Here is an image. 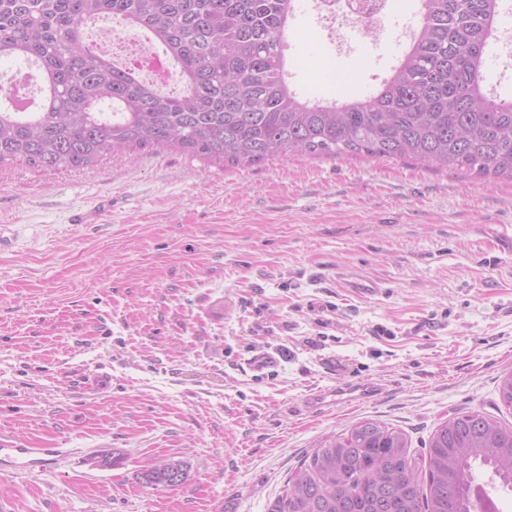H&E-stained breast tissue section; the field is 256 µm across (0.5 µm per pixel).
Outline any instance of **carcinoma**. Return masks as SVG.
I'll use <instances>...</instances> for the list:
<instances>
[{
	"label": "carcinoma",
	"mask_w": 512,
	"mask_h": 512,
	"mask_svg": "<svg viewBox=\"0 0 512 512\" xmlns=\"http://www.w3.org/2000/svg\"><path fill=\"white\" fill-rule=\"evenodd\" d=\"M424 19L392 75L371 95L315 101L288 81L295 0H0V59L41 70L32 112L0 107V164L83 169L131 147L225 167L274 158L412 160L480 180H512V99L484 89V56L501 0H423ZM107 15L145 29L180 68L163 92L85 41ZM374 420L322 441L268 512H470L472 463L512 487V428L478 412L441 423L426 453ZM180 460L142 475L167 487Z\"/></svg>",
	"instance_id": "cac0c4a2"
}]
</instances>
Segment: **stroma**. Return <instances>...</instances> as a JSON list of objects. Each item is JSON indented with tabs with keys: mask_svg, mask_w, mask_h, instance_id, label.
Returning a JSON list of instances; mask_svg holds the SVG:
<instances>
[{
	"mask_svg": "<svg viewBox=\"0 0 512 512\" xmlns=\"http://www.w3.org/2000/svg\"><path fill=\"white\" fill-rule=\"evenodd\" d=\"M314 2L290 22L291 86L375 92L396 56ZM502 13L485 86L512 98V0ZM349 27L363 33L350 54ZM342 271L380 293L340 287ZM282 345L289 360L250 369ZM511 371L512 181L367 155L0 166V448L61 451L40 472L0 470V512H268L313 448L360 420L402 429L415 454L464 413L512 426L498 392ZM359 382L380 394L299 409ZM104 448L119 465H91ZM167 458L189 480L144 486Z\"/></svg>",
	"mask_w": 512,
	"mask_h": 512,
	"instance_id": "1",
	"label": "stroma"
}]
</instances>
